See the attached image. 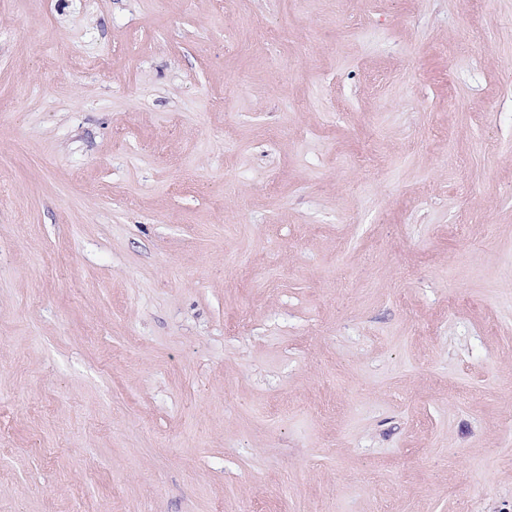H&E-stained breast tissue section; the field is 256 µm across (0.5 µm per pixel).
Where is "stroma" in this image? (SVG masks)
Listing matches in <instances>:
<instances>
[{
    "mask_svg": "<svg viewBox=\"0 0 512 512\" xmlns=\"http://www.w3.org/2000/svg\"><path fill=\"white\" fill-rule=\"evenodd\" d=\"M289 2L0 0V512H512V0Z\"/></svg>",
    "mask_w": 512,
    "mask_h": 512,
    "instance_id": "obj_1",
    "label": "stroma"
}]
</instances>
